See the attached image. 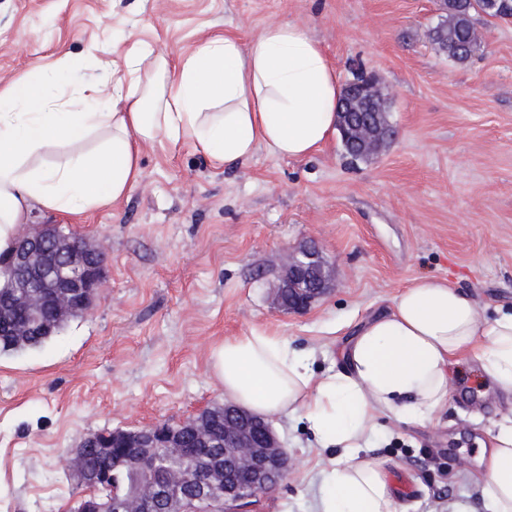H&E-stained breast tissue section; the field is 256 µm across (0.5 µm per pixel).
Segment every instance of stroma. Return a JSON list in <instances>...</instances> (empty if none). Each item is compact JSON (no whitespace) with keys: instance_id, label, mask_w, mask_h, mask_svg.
I'll return each instance as SVG.
<instances>
[{"instance_id":"stroma-1","label":"stroma","mask_w":512,"mask_h":512,"mask_svg":"<svg viewBox=\"0 0 512 512\" xmlns=\"http://www.w3.org/2000/svg\"><path fill=\"white\" fill-rule=\"evenodd\" d=\"M441 0H0V85L33 66L90 78L124 74L134 42L176 57L210 32L248 40L300 22L342 82L374 75L397 138L354 161L340 138L314 156L258 151L213 166L187 143L145 146L141 182L82 223L33 211L96 244L105 283L92 309L48 342L0 353V512H69L86 493L68 467L90 433L178 424L223 402L211 353L265 329L341 368L357 329L421 276L449 279L482 319L512 309V18L477 16L481 46L464 63L428 36ZM314 241L334 267L306 311L277 310L289 247ZM438 424L394 426L375 448L401 512L478 505L477 439L499 420L485 375L452 373ZM272 426L287 477L247 512H316L318 447L304 421Z\"/></svg>"}]
</instances>
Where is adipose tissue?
Wrapping results in <instances>:
<instances>
[{"label": "adipose tissue", "instance_id": "adipose-tissue-1", "mask_svg": "<svg viewBox=\"0 0 512 512\" xmlns=\"http://www.w3.org/2000/svg\"><path fill=\"white\" fill-rule=\"evenodd\" d=\"M123 76L67 82L58 102L41 70L0 86V252L34 209L77 220L117 202L142 179L145 145L189 142L218 166L264 149L303 159L335 136L342 84L307 28L271 23L249 40L208 36L176 59L133 44ZM55 149L50 165L34 157ZM342 369L315 376L310 357L261 329L225 340L211 357L231 403L263 417L302 415L336 449L320 472L318 512H397L384 460L386 428L433 422L451 367L477 361L507 407L474 481L483 512H512V310L482 323L474 299L423 276L355 333Z\"/></svg>", "mask_w": 512, "mask_h": 512}]
</instances>
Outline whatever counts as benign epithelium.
<instances>
[{
	"mask_svg": "<svg viewBox=\"0 0 512 512\" xmlns=\"http://www.w3.org/2000/svg\"><path fill=\"white\" fill-rule=\"evenodd\" d=\"M369 98L366 89L347 83L339 112V132L347 143L369 154H377L396 137V130L380 127L367 132ZM8 288H21V300L11 308L15 330L26 335L44 328L43 310L53 308L54 318L65 321L78 300L96 298L104 279L102 251L68 234L36 230L19 236L8 258ZM332 270L318 245L308 241L288 250V263L275 292V305L288 312H302L330 289ZM224 428V463L205 455L214 425ZM190 458L194 466L180 474L193 489L207 498L224 500V512H242V504L274 490L288 474L289 454L271 424L262 417L235 405H224V419L200 412L178 425L154 424L130 432L112 431V447L104 455L112 465L94 473L84 467L75 453L71 464L79 480L104 488L113 483L119 467L153 473L162 467L157 449ZM115 512H184L182 504L167 499L162 481L141 482L113 502Z\"/></svg>",
	"mask_w": 512,
	"mask_h": 512,
	"instance_id": "obj_1",
	"label": "benign epithelium"
}]
</instances>
